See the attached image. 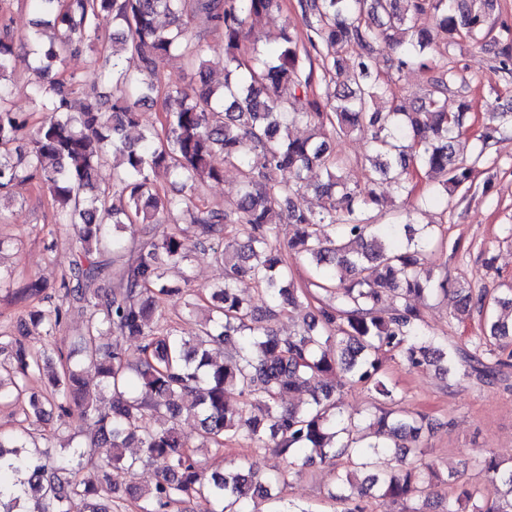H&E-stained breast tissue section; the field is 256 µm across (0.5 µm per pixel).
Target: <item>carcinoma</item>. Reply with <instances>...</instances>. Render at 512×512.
<instances>
[{
    "label": "carcinoma",
    "instance_id": "cac0c4a2",
    "mask_svg": "<svg viewBox=\"0 0 512 512\" xmlns=\"http://www.w3.org/2000/svg\"><path fill=\"white\" fill-rule=\"evenodd\" d=\"M38 19L25 39L37 75L31 99L43 117L29 128L14 109L11 83L17 40L0 24V198L36 184L49 194L56 224L69 225L78 259L56 285L58 299L45 294L40 281L29 282L21 299H36L31 323L53 338L72 311L84 318L61 370L50 378L47 397H30L29 424L51 414L65 418L71 405L82 408V441L50 464L43 460L51 436L22 426L0 430V512H109L116 490L114 473H131L154 464L159 476L139 493L142 512H191L199 497L215 503L213 512H251L260 498L267 512H287L274 493L276 479L237 466L206 475L194 449L244 439L258 448L307 465L348 466L336 470L330 497L342 512H365L363 498L375 491L394 501H427L438 477L425 448L428 426L389 407L394 401L383 371V357L402 354L409 365L432 366L448 376L483 381L512 364L496 347L512 339V318L488 319L483 334L468 350L448 344L425 325L422 302L434 292L448 294V279L434 280L426 270L429 249L442 241L437 225L382 227L369 213L383 204L371 189L350 185L341 174L335 137L358 134L373 152L375 172L395 193L411 196L419 175L438 178L433 200L472 188L479 158L457 154L460 129L471 109L467 84L439 61L463 40L475 43L488 34L497 0H298L307 41L318 62L302 53L285 25L279 42L252 46L242 42L260 19L280 9L281 0H32ZM431 15L434 29L419 25ZM112 16L116 31L103 35L101 20ZM202 16L223 37L224 82L215 86L204 70L202 46L190 24ZM399 49L396 71L416 66L430 73L427 88L413 107L395 103L392 80L372 73L379 40ZM100 47L88 99L73 106L63 81L66 61ZM360 53L347 70L344 53ZM495 72L512 78V43H495ZM181 57L197 79L165 87L160 65ZM136 62L131 70L126 62ZM324 93H310L312 85ZM457 96V111L448 97ZM161 101L162 132L129 131L139 127V110ZM512 124V109L490 110L479 135L481 149ZM303 125L305 136L291 134ZM111 155L121 158L112 186L94 182L98 166ZM241 173L237 198L224 208L198 206L202 183L224 177V165ZM320 168L326 181L311 185L309 173ZM163 173L179 184V194L160 195L154 177ZM314 187L329 200L322 212L298 208L292 196ZM179 212L184 223L166 217ZM141 224L146 241L126 256L116 231ZM245 226L247 241L237 243L233 228ZM293 233L280 244L282 226ZM305 260L307 289L290 277L286 252ZM208 252L224 267L223 283L212 289V315L195 336L158 327L162 300L183 292L171 278L188 282L196 254ZM112 255L115 274L97 260ZM112 285L104 288L100 282ZM250 282L266 298L256 307L240 293ZM460 319L494 303L512 308L509 296L487 301L471 288H456ZM314 299L302 327L282 335L268 321L287 308ZM391 299L392 307L381 304ZM138 342L139 357L130 364L125 343ZM225 347L215 358L210 346ZM48 362L44 350L20 340H0V401L25 391L24 380L40 374ZM95 367L90 385L85 365ZM360 384L382 397L367 418L375 440L362 443L361 423L339 411L342 382ZM239 401L225 399L227 388ZM112 395L109 411L100 396ZM308 392L304 406H285L291 393ZM199 418L196 440L178 429L183 414ZM135 446L138 456H126ZM93 448L104 454L91 477L72 467V459ZM395 465L379 470L381 455ZM482 469L504 487L495 505L481 502L460 485L446 512H512V463L494 454Z\"/></svg>",
    "mask_w": 512,
    "mask_h": 512
}]
</instances>
